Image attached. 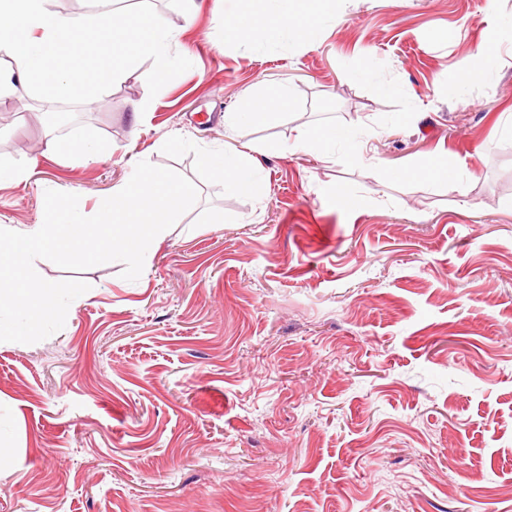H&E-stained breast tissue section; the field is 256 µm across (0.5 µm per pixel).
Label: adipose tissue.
Here are the masks:
<instances>
[{
    "label": "adipose tissue",
    "instance_id": "ef3b65f1",
    "mask_svg": "<svg viewBox=\"0 0 512 512\" xmlns=\"http://www.w3.org/2000/svg\"><path fill=\"white\" fill-rule=\"evenodd\" d=\"M262 11L247 9L237 12L230 33L242 37L254 29H262L267 43L274 44L287 36L312 39L322 15L329 12L335 0H264ZM292 106V96L286 88H266L253 97L245 112H228L224 115V126L235 129L241 120L255 123L275 122ZM269 152L268 147L253 146L249 151L215 152L207 154L206 164L220 172L225 181L250 187L256 184L263 169L261 158Z\"/></svg>",
    "mask_w": 512,
    "mask_h": 512
}]
</instances>
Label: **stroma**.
Instances as JSON below:
<instances>
[{
	"label": "stroma",
	"instance_id": "stroma-1",
	"mask_svg": "<svg viewBox=\"0 0 512 512\" xmlns=\"http://www.w3.org/2000/svg\"><path fill=\"white\" fill-rule=\"evenodd\" d=\"M192 67L149 97L151 62L79 105L109 141L49 151L45 102L0 96V225L46 190L97 213L137 162L199 198L123 262L79 272L62 330L0 342V512H512V43L472 79L512 0H336L315 37H228L236 0H151ZM282 86L274 124L224 115ZM359 133L322 159L302 128ZM272 145L258 189L205 152ZM447 154L457 177L409 169Z\"/></svg>",
	"mask_w": 512,
	"mask_h": 512
}]
</instances>
